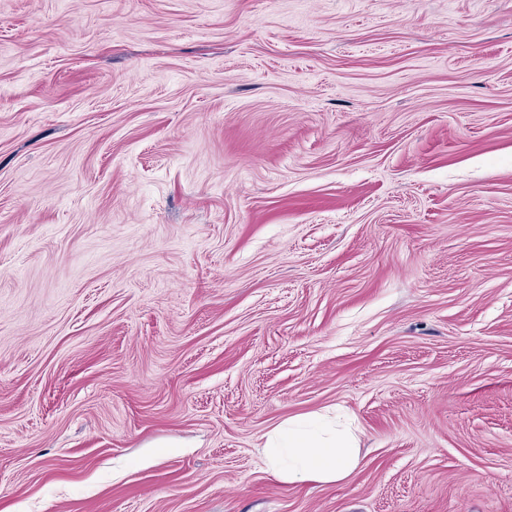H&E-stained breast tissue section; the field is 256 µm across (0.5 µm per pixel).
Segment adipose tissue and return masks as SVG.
<instances>
[{
    "label": "adipose tissue",
    "instance_id": "obj_1",
    "mask_svg": "<svg viewBox=\"0 0 512 512\" xmlns=\"http://www.w3.org/2000/svg\"><path fill=\"white\" fill-rule=\"evenodd\" d=\"M263 454L268 472L288 485L334 484L360 461L357 435L321 415L281 423L268 433Z\"/></svg>",
    "mask_w": 512,
    "mask_h": 512
}]
</instances>
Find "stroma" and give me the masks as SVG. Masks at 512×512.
Masks as SVG:
<instances>
[{"label": "stroma", "mask_w": 512, "mask_h": 512, "mask_svg": "<svg viewBox=\"0 0 512 512\" xmlns=\"http://www.w3.org/2000/svg\"><path fill=\"white\" fill-rule=\"evenodd\" d=\"M0 512H512V0H0ZM359 439L322 415L288 418L267 435V471L279 482L334 484L358 466Z\"/></svg>", "instance_id": "35a3bbf8"}]
</instances>
